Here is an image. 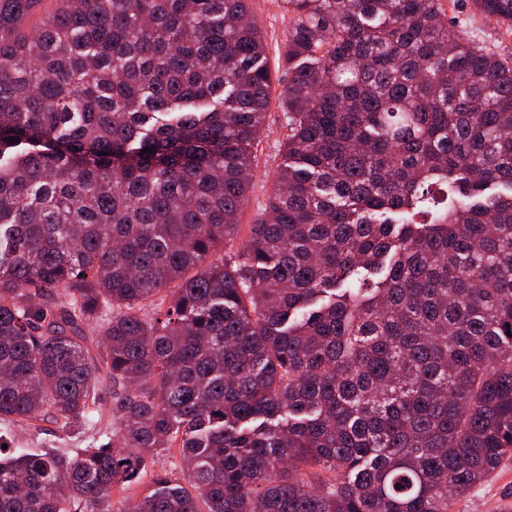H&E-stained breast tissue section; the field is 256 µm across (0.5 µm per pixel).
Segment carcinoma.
I'll use <instances>...</instances> for the list:
<instances>
[{"label":"carcinoma","instance_id":"1","mask_svg":"<svg viewBox=\"0 0 512 512\" xmlns=\"http://www.w3.org/2000/svg\"><path fill=\"white\" fill-rule=\"evenodd\" d=\"M0 0V512H450L512 455V57L444 0ZM512 31V0H473ZM17 139L13 143L9 138ZM109 389L112 406L101 407ZM252 8L261 23L268 62L278 81L274 83L265 132L259 139L256 149L249 202L239 217V224H242L244 233L247 232L248 224L254 222L266 205L276 172L283 162V142L287 133L279 94L288 84V73L282 70L279 49L288 34V17L284 16L278 0H253ZM40 425L45 429L39 436H32L29 430L17 424L0 422V435L7 432L11 437L9 446L12 451L17 453L24 452L27 449L41 448V443L50 442L60 451H66L67 448H81L80 442L76 437L70 438L59 431L50 423L41 422ZM147 476L141 481L139 484H135L124 492L116 493L112 491V507L118 506V501H125L126 510L125 512H133L130 511L132 506L136 501L139 500L140 496L143 494L144 490L148 486L152 475L155 474H163L167 472L168 474H173L174 476H178L180 473L179 467V454L176 448H173L169 455H164L160 457H154L153 460L150 459V456L147 460Z\"/></svg>","mask_w":512,"mask_h":512}]
</instances>
